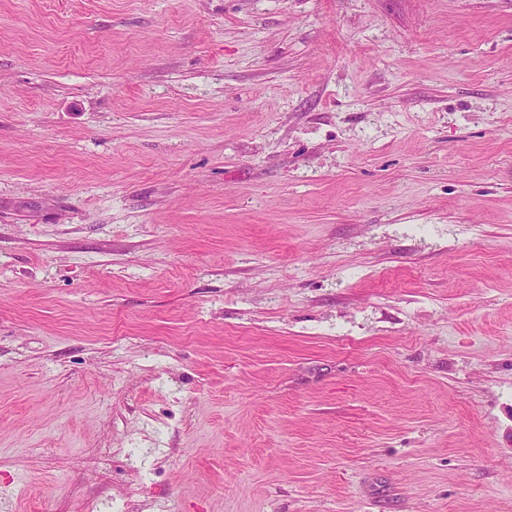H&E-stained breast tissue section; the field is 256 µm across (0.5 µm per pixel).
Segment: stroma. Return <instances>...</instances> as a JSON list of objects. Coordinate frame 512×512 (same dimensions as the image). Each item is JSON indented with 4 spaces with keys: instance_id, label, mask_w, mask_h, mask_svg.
Here are the masks:
<instances>
[{
    "instance_id": "35a3bbf8",
    "label": "stroma",
    "mask_w": 512,
    "mask_h": 512,
    "mask_svg": "<svg viewBox=\"0 0 512 512\" xmlns=\"http://www.w3.org/2000/svg\"><path fill=\"white\" fill-rule=\"evenodd\" d=\"M0 512H512V0H0Z\"/></svg>"
}]
</instances>
